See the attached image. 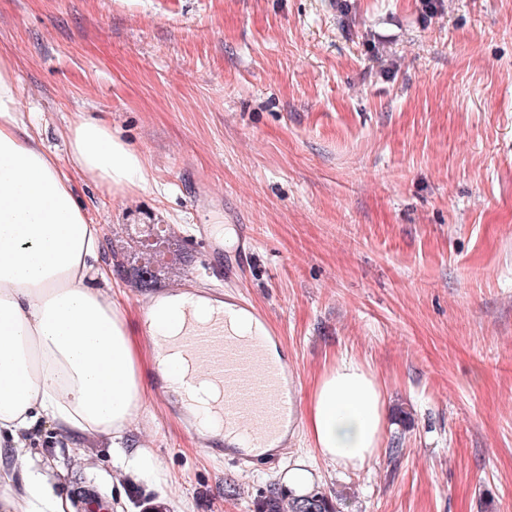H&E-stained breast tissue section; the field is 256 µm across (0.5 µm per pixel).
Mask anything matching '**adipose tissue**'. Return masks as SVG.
<instances>
[{
    "label": "adipose tissue",
    "mask_w": 512,
    "mask_h": 512,
    "mask_svg": "<svg viewBox=\"0 0 512 512\" xmlns=\"http://www.w3.org/2000/svg\"><path fill=\"white\" fill-rule=\"evenodd\" d=\"M68 156L47 151L39 124L26 118L14 64L0 57V500L7 512H66L53 480L23 452L48 424L79 448L97 435L112 462L160 484L150 449L127 447L126 432L144 402L135 327L110 293L99 261L102 225L88 217L74 182L134 193L149 182L142 153L98 119L77 115ZM387 421L375 372L342 354L317 377L305 429L318 455L361 471L377 457Z\"/></svg>",
    "instance_id": "1"
}]
</instances>
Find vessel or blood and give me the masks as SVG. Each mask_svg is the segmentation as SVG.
<instances>
[{"mask_svg":"<svg viewBox=\"0 0 512 512\" xmlns=\"http://www.w3.org/2000/svg\"><path fill=\"white\" fill-rule=\"evenodd\" d=\"M183 297L185 312L195 304L208 306L211 315L200 324L186 319L174 341L187 361L204 367V379L192 373L160 377L158 389L164 398H177L187 421H194L193 399L200 384H207L212 396L207 409L232 438L209 435L205 443L215 454L266 468L277 463L281 450L298 422L299 379L284 360L269 357L276 331L266 315L223 294L171 286L159 289L158 299ZM251 320L246 336L230 335L228 322L236 317Z\"/></svg>","mask_w":512,"mask_h":512,"instance_id":"b4317fda","label":"vessel or blood"}]
</instances>
